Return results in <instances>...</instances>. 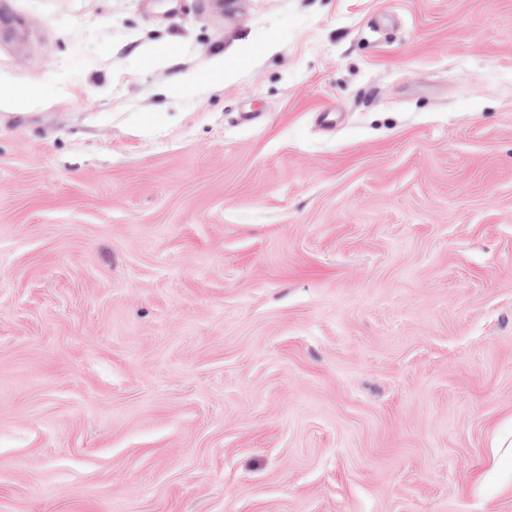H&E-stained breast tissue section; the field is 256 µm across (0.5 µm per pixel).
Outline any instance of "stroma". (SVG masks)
I'll list each match as a JSON object with an SVG mask.
<instances>
[{"label":"stroma","instance_id":"stroma-1","mask_svg":"<svg viewBox=\"0 0 512 512\" xmlns=\"http://www.w3.org/2000/svg\"><path fill=\"white\" fill-rule=\"evenodd\" d=\"M0 83V512H512V0H0Z\"/></svg>","mask_w":512,"mask_h":512}]
</instances>
